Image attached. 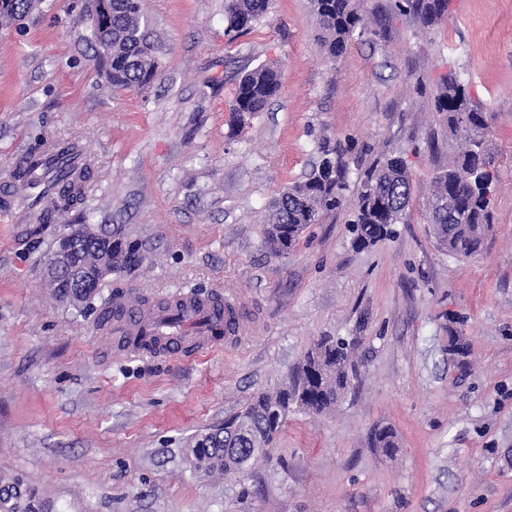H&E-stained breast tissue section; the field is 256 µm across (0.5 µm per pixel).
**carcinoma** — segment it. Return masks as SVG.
<instances>
[{"label": "carcinoma", "mask_w": 512, "mask_h": 512, "mask_svg": "<svg viewBox=\"0 0 512 512\" xmlns=\"http://www.w3.org/2000/svg\"><path fill=\"white\" fill-rule=\"evenodd\" d=\"M271 0H224L226 32L247 34L269 13ZM320 32L321 46L331 59L341 57L354 36L368 31L363 0H310ZM31 0H0V24L19 23L36 9ZM401 10L412 12L425 28L437 25L448 15V0H402ZM90 43L94 49L108 46L112 54L102 60L112 72V86L141 90L160 75L158 45L150 19L142 12L141 0H112V13L90 20ZM281 88L280 73L270 63L243 73L233 106L236 129H241ZM434 110L448 124V165L431 182L428 223L437 244L449 254L467 258L479 253L491 231L492 184L497 171L486 153L485 136L491 116L476 105L456 73L449 72L433 95ZM320 155L305 178L289 186L268 206L266 244L277 254H286L309 224L339 208L350 189L348 167L340 147L328 139L317 144ZM70 158L61 154L48 167L49 184L56 201L42 211L39 224L30 230L39 236L59 222L60 216L81 203L75 184L67 180ZM413 184L407 162L401 156L383 154L359 176L354 204L353 231L359 246L373 245L394 233L409 206ZM53 248L71 250L80 225L65 224ZM82 277L93 284L84 294L88 303L100 295L104 281L95 265L73 256ZM350 352L345 341L321 337L304 356L298 373L272 391L254 395L238 414L243 431L231 440L210 434L191 448L193 466L206 474L224 476L266 454L281 433L291 408L323 412L336 404L346 389ZM373 446L391 454L398 447L395 431L381 427L373 435ZM238 449L229 454L226 447Z\"/></svg>", "instance_id": "obj_1"}]
</instances>
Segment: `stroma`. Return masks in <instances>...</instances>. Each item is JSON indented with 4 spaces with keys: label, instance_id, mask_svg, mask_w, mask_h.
I'll return each instance as SVG.
<instances>
[{
    "label": "stroma",
    "instance_id": "1",
    "mask_svg": "<svg viewBox=\"0 0 512 512\" xmlns=\"http://www.w3.org/2000/svg\"><path fill=\"white\" fill-rule=\"evenodd\" d=\"M82 3L41 0L23 30L0 28V182L37 139L82 141L89 184L64 222L122 225L145 260L76 309L40 275L52 232L0 220V478L19 479L36 512H512V0H449L430 29L365 0L369 30L334 62L309 0H271L234 39L224 0H143L161 76L140 91L106 80ZM271 62L279 94L232 133L239 76ZM451 71L493 116L498 172L493 233L464 260L437 248L425 209L448 162L430 143ZM322 138L353 177L403 155L413 200L376 246H354L348 203L275 254L267 206ZM116 289L235 297L246 331L199 355L126 354L98 322ZM452 330L467 367L448 359ZM325 334L351 348L336 407L289 413L246 475L196 472L192 436L289 379ZM381 426L393 456L372 446Z\"/></svg>",
    "mask_w": 512,
    "mask_h": 512
}]
</instances>
